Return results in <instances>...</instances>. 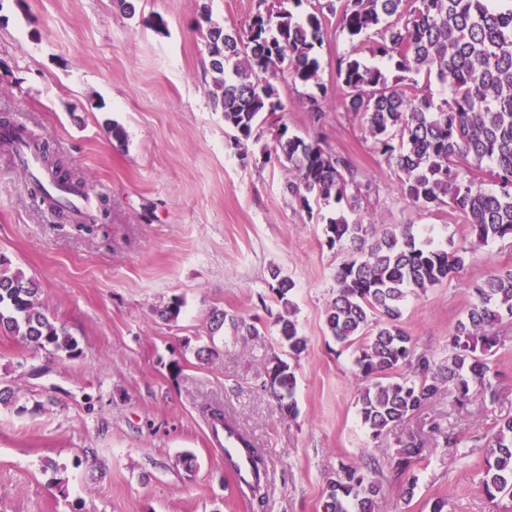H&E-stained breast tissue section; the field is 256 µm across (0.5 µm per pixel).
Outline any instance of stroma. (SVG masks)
<instances>
[{
	"label": "stroma",
	"mask_w": 512,
	"mask_h": 512,
	"mask_svg": "<svg viewBox=\"0 0 512 512\" xmlns=\"http://www.w3.org/2000/svg\"><path fill=\"white\" fill-rule=\"evenodd\" d=\"M0 0V113L46 143L51 155L105 197L110 222L86 235L33 198V184L0 152V253L40 288L45 312L77 339L79 357L0 332V512H253L212 434L207 409L224 413L264 450L262 512H322L326 480L341 465L386 467L401 439L419 435L416 484L383 477L380 512H496L483 491L476 440L512 417V319L495 328L493 392L464 402L441 393L372 437L358 413L353 353L325 324L334 275L350 257L329 247L328 206L304 210L288 171L265 162L278 123L238 144L214 110L215 74L198 25L244 29L258 0ZM164 28H157V20ZM353 43L332 26L319 51L320 83L280 82L283 123L322 135L371 188L366 224H409L454 250L471 241L451 209L421 212L399 191L401 174L377 153L367 126L346 112L336 59ZM326 112L313 126L307 96ZM125 131L115 141L111 124ZM496 266H512V240L478 247L465 270L408 298L401 324L421 348L445 356L475 290ZM291 279L290 299L307 348L290 358L274 321L282 306L272 271ZM173 321L159 312L173 297ZM254 323L212 331L214 313ZM208 354H200L203 346ZM295 368V416L264 390L271 355ZM455 437L457 447L445 446ZM55 461L58 471L46 469Z\"/></svg>",
	"instance_id": "35a3bbf8"
}]
</instances>
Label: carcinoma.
I'll return each mask as SVG.
<instances>
[{"mask_svg": "<svg viewBox=\"0 0 512 512\" xmlns=\"http://www.w3.org/2000/svg\"><path fill=\"white\" fill-rule=\"evenodd\" d=\"M307 1L311 11L296 16L285 8L258 9L244 31L228 32L211 21L208 10L206 46L211 66L222 78L211 93L214 110L237 143L260 137L259 118L285 110L277 83L319 85L318 50L330 18L338 19L349 38L366 45L372 57L391 70L368 63L359 49L338 57L336 82L345 109L367 124L377 151L405 178L404 199L422 211L448 206L470 225L471 246L450 251L419 242L412 226L378 228L349 219L363 203L357 171L321 138H304L278 128L276 147L267 158L288 163V192L308 214L310 201L345 203L327 219L329 246L348 245L357 257L336 270V295L326 312L331 336L354 348L356 376L364 382L359 415L374 437L390 425L418 412L439 395L443 386L463 401L470 386L491 389L488 355L498 344L494 326L512 318V268L492 272L475 289L465 320L448 342V356L418 350L399 324L404 302L462 272L466 254L497 239H512V6L493 0H293ZM395 18L390 24L386 19ZM379 39L370 41L371 34ZM434 76L448 85L450 98L439 102L424 93L417 76ZM0 146L13 155L30 146L25 128L0 122ZM499 185L487 192L477 174ZM273 289L288 308L276 317L279 338L298 357L306 339L298 334L294 308L287 298L293 283L279 278ZM39 288L11 267L0 254V330L41 348L50 347L75 358L78 341L49 318L38 303ZM215 326L229 323L250 336L259 329L227 313L214 317ZM264 385L279 409L295 412V373L274 356ZM213 430L233 434L251 462L243 478L252 496L266 485L267 464L252 440L216 407L210 412ZM487 448L483 479L485 494L512 509V419L501 421L480 437ZM427 449L412 437L391 459L393 478L404 480ZM377 467L344 465L327 481L323 512H378L381 484Z\"/></svg>", "mask_w": 512, "mask_h": 512, "instance_id": "cac0c4a2", "label": "carcinoma"}]
</instances>
